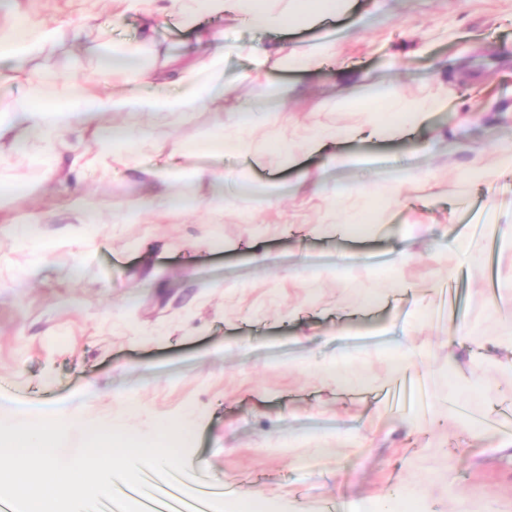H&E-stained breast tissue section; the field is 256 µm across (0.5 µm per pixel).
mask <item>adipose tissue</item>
<instances>
[{"label":"adipose tissue","mask_w":512,"mask_h":512,"mask_svg":"<svg viewBox=\"0 0 512 512\" xmlns=\"http://www.w3.org/2000/svg\"><path fill=\"white\" fill-rule=\"evenodd\" d=\"M125 10L160 14L172 10L194 14L197 12L231 13L246 18L255 27L281 30L305 25L325 17H334L347 11L351 0H122ZM64 24L57 17L44 12L43 0H32L31 9L20 25L0 28V57H9L13 65L0 70V84L23 81L32 106L17 119L0 114V140L8 138L19 147L39 142L44 153H51L62 132L78 126L100 123L109 113L124 109H139L150 113L181 112L211 101L224 76L226 48L213 33H205L209 54L200 60L184 62L163 57L157 68L143 70L127 66L133 51L113 50L110 73L114 79L143 85H156L159 78H167L174 92L158 89L153 95L141 97L102 96L86 85L63 82L56 72H32L25 64L42 47L61 40ZM361 106H378L384 117L372 122L374 132L381 133L397 127H416L437 109V101L408 100L392 95L378 86H370L360 99ZM265 102H248L233 111L235 133L218 136L217 142L225 151L248 155L249 142L244 131L254 126L260 112L266 111Z\"/></svg>","instance_id":"adipose-tissue-1"}]
</instances>
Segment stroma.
I'll use <instances>...</instances> for the list:
<instances>
[{"label":"stroma","mask_w":512,"mask_h":512,"mask_svg":"<svg viewBox=\"0 0 512 512\" xmlns=\"http://www.w3.org/2000/svg\"><path fill=\"white\" fill-rule=\"evenodd\" d=\"M83 10L27 69L145 96L150 87L102 74L93 47H138L151 68L153 44L197 59L209 52L198 31H220L231 48L224 97L160 116L119 113L149 132L133 165L101 154L93 170L72 172L73 157L93 150L90 129L66 133L42 162L0 141V183L27 193L0 197V401L31 418L78 401L87 424L109 416L145 437L189 422V473L235 488L215 512L247 495L279 512H320L333 499L397 512L409 496L428 512H452L463 497L480 512H512V437L454 427L443 403L459 388L488 406L512 378V296L485 293L480 239L464 265L445 248L452 226H512V170L501 164L512 155V0H357L351 13L289 32L174 11L149 24L150 45L147 24L120 0H85ZM280 45L325 60L307 72L276 63L272 84L291 91L253 132L255 159L200 152L236 104L261 92L238 79L250 51ZM370 83L444 107L422 127L379 136L356 105ZM333 127L354 129L336 150L359 167L329 168L324 154L302 150L303 129ZM176 141L197 154L169 159ZM397 158L413 175L383 198L384 232L341 237L349 208L316 196L315 184L382 183ZM197 166L238 174L222 208L148 207L156 188L145 170L186 185ZM72 194L96 213L94 228L62 211ZM34 214L37 256L18 234ZM410 224L425 230L406 238ZM453 282L467 288V307L448 322L435 304ZM341 345L354 350L343 386L321 372ZM403 352L427 375L429 421L383 398Z\"/></svg>","instance_id":"35a3bbf8"}]
</instances>
